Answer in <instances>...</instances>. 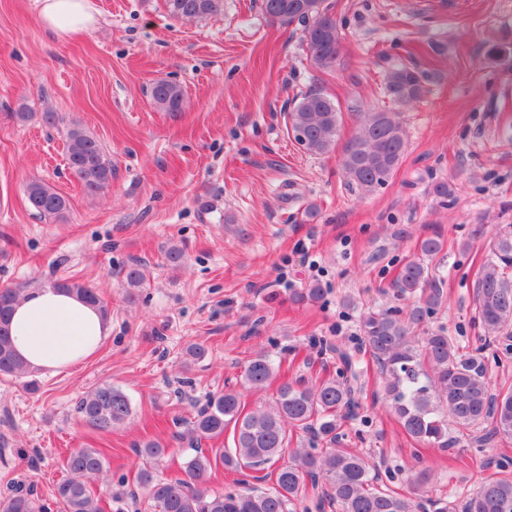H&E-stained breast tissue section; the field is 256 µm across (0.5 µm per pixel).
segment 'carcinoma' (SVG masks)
<instances>
[{
  "mask_svg": "<svg viewBox=\"0 0 512 512\" xmlns=\"http://www.w3.org/2000/svg\"><path fill=\"white\" fill-rule=\"evenodd\" d=\"M224 0H165L175 18L205 19L218 13ZM267 13L276 21L306 24L308 56L320 72L336 68L341 36L336 18L324 0H267ZM426 74L404 62L391 65L386 91L392 101L408 105L425 94ZM151 100L160 112H180L184 103L182 87L160 80L151 87ZM359 129L342 148L341 166L352 188L371 193L392 176L406 151L405 130L396 112L358 113ZM341 111L336 102L319 89L306 92L288 113L295 141L308 153L323 155L336 147ZM65 159L73 178L91 196L112 185V161L100 143L79 128L66 134ZM27 201L42 217L65 223L70 215L69 200L42 180L25 188ZM429 195L443 209L453 207L457 195L453 183L431 184ZM438 235L417 241L419 256L400 268L394 282L396 298L404 307L371 308L360 315L362 344L371 355L379 374L384 403L394 420L413 441L446 452L452 448L481 447L498 439H512V390L492 392L489 368L481 356L491 339L512 327V230L494 237L491 258L479 268L474 280V325L481 332V346L463 350L442 325L431 327L444 302L442 279L432 262L445 250ZM130 288L143 287V264L133 262L124 271ZM51 287L67 290L98 307L104 317L110 308L96 288L73 278H60ZM23 289H0V375L25 377L32 370L15 352L9 334L12 307ZM325 289L318 284L302 288L291 301L314 303ZM428 325L424 335L415 328ZM343 369L338 377L308 385L299 380L282 382L272 405L245 409L242 393L226 388L212 396L190 421L185 439L194 454L183 473L169 478L156 474L168 448L157 440L140 443L137 451L145 466L137 484L145 492L147 512H302L306 509L308 487L321 489L317 509L336 512H512V474L504 473L481 482L462 500L448 501L433 495L428 478L419 474L406 488L393 487L397 478L382 480L372 475L369 457L341 447L344 433L340 419L352 414L361 375L360 362L346 351H338ZM279 365L260 352L251 358L243 374L244 385L261 389L277 376ZM77 412L89 427L110 431L132 415L129 396L110 384L87 392ZM231 430L229 448H204L202 441L220 437ZM310 432L308 446L289 447V432ZM244 473L274 464L271 486H247L224 492L210 488L213 464ZM107 463L97 448H75L65 460L68 477L54 491L63 512H104L90 484L101 478ZM112 512H141L140 501L123 492L112 495ZM0 512H47L38 504L34 485L13 481L0 492Z\"/></svg>",
  "mask_w": 512,
  "mask_h": 512,
  "instance_id": "cac0c4a2",
  "label": "carcinoma"
}]
</instances>
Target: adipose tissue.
Segmentation results:
<instances>
[{"label": "adipose tissue", "instance_id": "obj_1", "mask_svg": "<svg viewBox=\"0 0 512 512\" xmlns=\"http://www.w3.org/2000/svg\"><path fill=\"white\" fill-rule=\"evenodd\" d=\"M43 28L63 37L95 27L88 0H36ZM110 332L98 309L69 292L28 290L13 308L10 334L17 354L31 367L57 373L91 357Z\"/></svg>", "mask_w": 512, "mask_h": 512}]
</instances>
